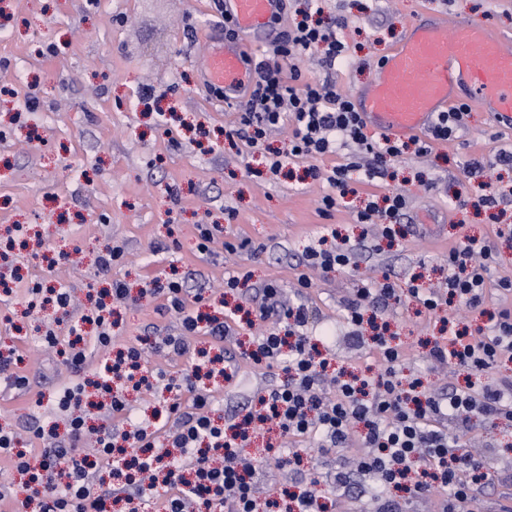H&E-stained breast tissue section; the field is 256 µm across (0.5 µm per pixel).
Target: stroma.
I'll use <instances>...</instances> for the list:
<instances>
[{
    "instance_id": "1",
    "label": "stroma",
    "mask_w": 512,
    "mask_h": 512,
    "mask_svg": "<svg viewBox=\"0 0 512 512\" xmlns=\"http://www.w3.org/2000/svg\"><path fill=\"white\" fill-rule=\"evenodd\" d=\"M323 8L328 18L345 19L350 61L333 71L316 56L298 66L303 78H330L352 97L411 27L433 16L486 22L508 35L512 50V0H325ZM221 26L216 0H0V239L22 224L33 241L16 251L19 279L13 295L0 300V343L22 351L30 385L20 395L0 392V424L23 431L57 420L35 405L66 373L42 338L50 328L66 336L70 318L52 309L23 313L27 286L47 267L81 300L112 282H127L132 294L112 314L117 340L127 343L156 329L177 330L159 301L138 296L143 281L158 271L176 268L186 288L206 298L223 291L229 273L247 271L242 304H252L265 283L278 284L287 302L306 305L307 333L331 328L324 349L362 368L377 360L368 345L355 342L343 303L363 282L387 277L400 288L412 280L426 290L445 285L448 250L467 235L493 245L494 278L512 279V240L497 236L483 208L455 203L474 194L465 162L512 146V126L471 110L454 141L433 144L427 155L405 154L391 177L359 185L357 195L338 200L323 217L326 187L319 176L345 163L346 150L293 161L273 177L263 151L245 142L214 152L190 143L191 130L222 139L225 128L240 120L237 107L200 78L202 36ZM147 86L159 111L144 108ZM163 112L175 113V120L160 123ZM392 192L405 193L407 207L401 235L389 241L377 226L356 223L355 211L367 195ZM200 224L215 228L207 254L196 249ZM328 227L355 245V269L305 265V248ZM108 245L120 247L123 257L103 272L96 257ZM303 277L311 281L304 292L298 284ZM502 309L512 310V293L491 287L482 309L460 305L448 315L486 330L490 314ZM383 316L407 353L403 377L420 378L432 392L462 381L463 372L449 375L430 364L424 341L438 335V316L419 312L413 301L390 303ZM283 377L278 363L262 370L240 365L232 383L214 389V415L233 421ZM470 438L472 453L490 466L474 512H500L512 500V422L485 419ZM304 457L300 468L260 469V491L325 477L339 464L332 451L309 450Z\"/></svg>"
}]
</instances>
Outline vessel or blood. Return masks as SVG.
<instances>
[{
    "label": "vessel or blood",
    "instance_id": "1",
    "mask_svg": "<svg viewBox=\"0 0 512 512\" xmlns=\"http://www.w3.org/2000/svg\"><path fill=\"white\" fill-rule=\"evenodd\" d=\"M224 12L240 33L270 32L282 13L281 0H224ZM504 34L480 22L438 18L415 25L407 39L377 68L373 82L358 94L363 120L393 137L428 129L436 113L447 111L456 88L465 100L512 125V52ZM203 81L240 102L252 72L239 48L209 35L200 64Z\"/></svg>",
    "mask_w": 512,
    "mask_h": 512
}]
</instances>
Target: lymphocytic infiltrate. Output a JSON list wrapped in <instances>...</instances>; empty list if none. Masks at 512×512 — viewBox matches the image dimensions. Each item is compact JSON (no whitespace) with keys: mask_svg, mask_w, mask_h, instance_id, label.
<instances>
[{"mask_svg":"<svg viewBox=\"0 0 512 512\" xmlns=\"http://www.w3.org/2000/svg\"><path fill=\"white\" fill-rule=\"evenodd\" d=\"M320 11L317 0H303L291 31L278 39L266 59L256 63V82L238 106L239 123L226 129L224 138L259 149L269 128L291 122L288 149L276 153L271 162L274 173L288 161L350 148L347 163L325 176L328 191L321 198V213L326 216L339 198L353 192L354 173L370 180L385 178L409 144L386 135L369 136L351 97L339 92L331 79L303 80L296 60L318 54L331 70L349 55L340 35L344 19L336 18L326 26L313 19ZM499 167L512 168V149L466 163L468 174L480 180L481 203L490 208L499 207L508 197L506 190L487 178L489 171ZM385 202L382 209L367 204L357 211L355 221L381 223L383 237L390 238L403 215L406 196L395 192ZM354 251V246L329 243L323 235L304 257L312 268L344 269L350 266ZM494 261L490 244L463 237L448 251L445 292L426 293L412 284L397 288L388 282L371 283L347 302L346 319L361 326L366 307L381 309L393 300H415L433 315L457 304L479 306ZM148 294L162 300L179 327L178 335L155 337L153 346L178 355L188 353L197 336L220 342L235 327L276 317L277 326L253 337L242 356L256 367L285 360V380L260 394L257 408L239 421L218 425L210 413L211 391L205 381L218 376L232 381L237 369L230 357L218 353L204 361L195 359L181 376L166 377L147 365L143 344L112 351L107 305L97 302L70 325L67 340L50 332L43 338L71 371L48 399L66 415V439L36 427L31 437L42 446L30 454L23 449L19 432L0 426V456L13 459L26 477L20 487L23 507L32 512H104L105 498L93 474L102 466L128 499L143 501L165 490L166 512H187L192 505L202 512H256L257 470L273 459L300 464L301 448L308 445L352 457L354 471L336 470L330 484L345 489L354 477L369 478L376 512H398L393 496L397 490L411 500L435 502L437 512H471L487 484L489 465L471 454L463 437L480 416L512 421V379L489 375L493 368L512 363V311H498L490 333L452 329L435 337L431 358L472 376L466 385H451L436 397L423 389L421 379H402L406 353L382 333L372 338L378 372L332 367L318 351L317 338L303 331L308 322L305 305H283L275 284L265 285L258 305L226 307L218 316L202 313V295L190 294L173 271L154 276ZM86 322L98 328L95 343L101 353L89 377L82 373L88 358L82 330ZM117 380L136 391L165 392L164 416L174 419V430L162 434L142 426L130 431L113 428L112 418L128 411L126 400L112 392ZM273 427L279 439L298 440V447L285 451L270 442L258 455L245 454L253 436ZM87 440L93 446L89 453L83 448ZM317 484L313 478L296 493L269 494L265 512H326L325 492Z\"/></svg>","mask_w":512,"mask_h":512,"instance_id":"obj_1","label":"lymphocytic infiltrate"}]
</instances>
